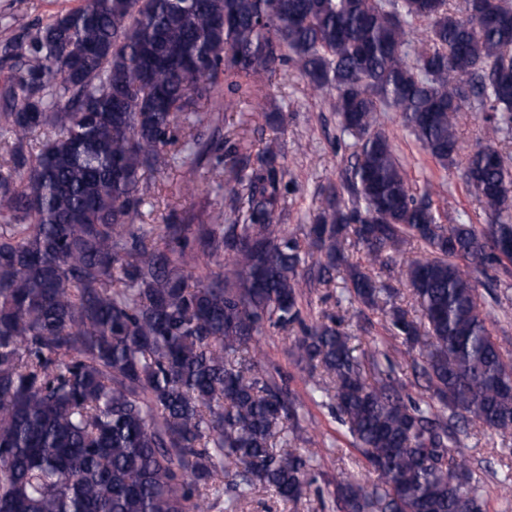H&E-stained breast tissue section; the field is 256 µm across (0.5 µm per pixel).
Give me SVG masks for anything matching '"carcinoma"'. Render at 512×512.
Here are the masks:
<instances>
[{
	"label": "carcinoma",
	"instance_id": "obj_1",
	"mask_svg": "<svg viewBox=\"0 0 512 512\" xmlns=\"http://www.w3.org/2000/svg\"><path fill=\"white\" fill-rule=\"evenodd\" d=\"M0 58L12 62L0 88L12 136L0 163V512H239L258 487L300 499L323 454L250 345L302 322V289L339 267L355 311L380 312L403 339L416 392L389 355H354L334 321L295 339L310 396L335 401L375 475L336 482V496L347 512H484L461 437L512 439V352L459 261L512 265V0H83ZM288 63L357 146L347 196L328 193L304 247L281 224L276 140L254 158L229 138L166 152L220 90L259 101ZM470 108L486 124L463 168L490 219L480 231L443 223L380 128V113H399L446 167ZM213 157L230 216L135 224L154 173L174 162L184 189L207 191ZM350 237L364 262L349 261ZM408 238L432 257L397 264ZM315 252L312 280L302 265ZM373 270L405 279L424 323Z\"/></svg>",
	"mask_w": 512,
	"mask_h": 512
}]
</instances>
